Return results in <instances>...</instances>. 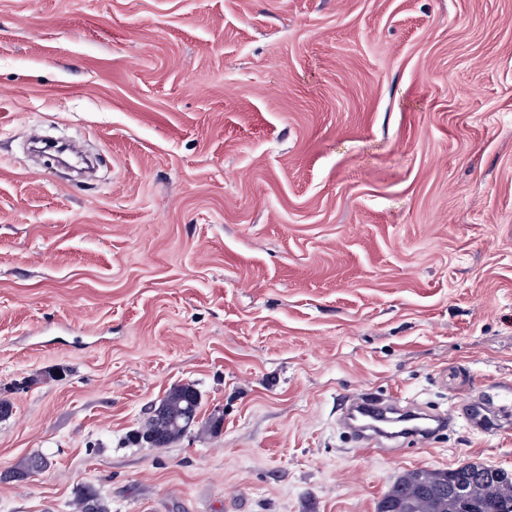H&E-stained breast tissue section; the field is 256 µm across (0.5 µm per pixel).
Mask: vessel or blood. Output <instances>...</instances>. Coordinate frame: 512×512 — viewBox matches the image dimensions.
Segmentation results:
<instances>
[{"label":"vessel or blood","instance_id":"b4317fda","mask_svg":"<svg viewBox=\"0 0 512 512\" xmlns=\"http://www.w3.org/2000/svg\"><path fill=\"white\" fill-rule=\"evenodd\" d=\"M344 416L353 425L360 445L383 450L396 446L403 439L428 441L437 427L447 422L446 417L421 414L402 405L400 400L377 398L367 393L351 397L345 405ZM464 416L472 429L485 431L512 419V408L475 401L469 403Z\"/></svg>","mask_w":512,"mask_h":512}]
</instances>
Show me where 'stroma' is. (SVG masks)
Masks as SVG:
<instances>
[{"label":"stroma","instance_id":"obj_1","mask_svg":"<svg viewBox=\"0 0 512 512\" xmlns=\"http://www.w3.org/2000/svg\"><path fill=\"white\" fill-rule=\"evenodd\" d=\"M98 155L73 180L32 132ZM193 383L215 434L130 443ZM367 391L454 414L388 456ZM512 0H0V512H377L512 472ZM463 414L469 426L477 431H486L499 426L502 421H510L512 408L495 406L483 401L466 404ZM378 512H512V477L475 462L412 470L395 480Z\"/></svg>","mask_w":512,"mask_h":512}]
</instances>
